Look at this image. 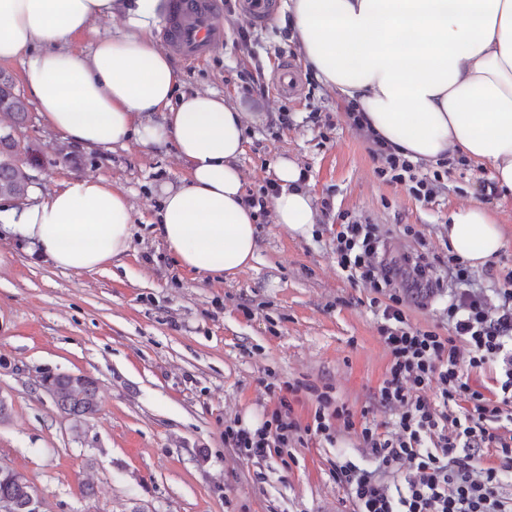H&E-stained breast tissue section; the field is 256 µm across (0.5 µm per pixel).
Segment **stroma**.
I'll return each instance as SVG.
<instances>
[{"label":"stroma","instance_id":"obj_1","mask_svg":"<svg viewBox=\"0 0 512 512\" xmlns=\"http://www.w3.org/2000/svg\"><path fill=\"white\" fill-rule=\"evenodd\" d=\"M222 22L224 42L205 58H174L182 91H215L244 108L245 191L273 180L285 156L305 170L315 203L331 209L306 240L261 217L251 267L206 278L177 264L154 229L164 188L188 176L173 143L86 149L36 113L18 127L20 157L34 163L26 202L76 176L102 177L127 194L135 224L122 264L89 273L59 269L19 238L0 237V398L11 408L0 423V465L37 488L44 512H351L333 471L340 459L367 462L357 431L332 444H293L284 459L247 458L224 445L225 424L255 428L269 419V383L328 386L354 414L397 418L375 399L390 355L373 290L337 266L330 229L338 215L379 225L393 251L442 254L449 214L479 203L498 218L504 246L472 275L502 288L512 272V197L493 192L490 169L450 165L435 201H416L407 186L376 175L368 142L305 65L281 9L261 25L235 4ZM287 62L299 92L279 97ZM258 70L269 94L252 98L242 87ZM284 107L288 127L276 121ZM311 112L331 113L332 126L313 125ZM407 224L416 236L404 234ZM48 372L96 380L99 411L83 430L40 389ZM86 484L93 497L82 496Z\"/></svg>","mask_w":512,"mask_h":512}]
</instances>
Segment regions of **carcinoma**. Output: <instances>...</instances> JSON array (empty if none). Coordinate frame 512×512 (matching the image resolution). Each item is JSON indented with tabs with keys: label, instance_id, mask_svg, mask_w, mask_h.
<instances>
[{
	"label": "carcinoma",
	"instance_id": "1",
	"mask_svg": "<svg viewBox=\"0 0 512 512\" xmlns=\"http://www.w3.org/2000/svg\"><path fill=\"white\" fill-rule=\"evenodd\" d=\"M0 112L12 119V124L0 126V198L21 199L27 194L31 182L28 170L31 163L18 160V144L11 129L28 120V104L14 93L12 82L2 74ZM40 387L50 395L61 413L72 417L77 427L98 412L96 384L86 375L49 372L42 377ZM35 492V487L20 472L0 466V500L12 501L16 512H30L28 504Z\"/></svg>",
	"mask_w": 512,
	"mask_h": 512
}]
</instances>
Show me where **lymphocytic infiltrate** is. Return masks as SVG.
<instances>
[{"instance_id": "f902f5d3", "label": "lymphocytic infiltrate", "mask_w": 512, "mask_h": 512, "mask_svg": "<svg viewBox=\"0 0 512 512\" xmlns=\"http://www.w3.org/2000/svg\"><path fill=\"white\" fill-rule=\"evenodd\" d=\"M366 135L383 180L409 183L419 201L440 193L441 174H419L375 135ZM332 242L345 277L375 293L370 305L390 352L378 401L396 411L394 425L355 423L330 390L286 382L268 385L276 407L262 426L225 425V446L249 458L265 457L307 437L331 444L338 431L355 429L370 463L346 460L335 470L353 512H512V495L503 490L512 473V289H499L501 303L490 308L485 288L475 285L459 257H387L377 225L366 220L337 225ZM449 280L455 288L448 296L447 334L413 326L405 311L408 298L432 294ZM489 369L492 390L472 385L471 374ZM433 386L438 392L431 399L425 391ZM302 391L316 403L305 424L290 401Z\"/></svg>"}]
</instances>
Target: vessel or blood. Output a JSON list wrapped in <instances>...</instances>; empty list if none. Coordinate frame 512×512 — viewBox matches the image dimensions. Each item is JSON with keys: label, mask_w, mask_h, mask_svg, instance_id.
Segmentation results:
<instances>
[{"label": "vessel or blood", "mask_w": 512, "mask_h": 512, "mask_svg": "<svg viewBox=\"0 0 512 512\" xmlns=\"http://www.w3.org/2000/svg\"><path fill=\"white\" fill-rule=\"evenodd\" d=\"M216 0H170L164 39L183 59L205 57L224 41V28L217 21Z\"/></svg>", "instance_id": "vessel-or-blood-1"}]
</instances>
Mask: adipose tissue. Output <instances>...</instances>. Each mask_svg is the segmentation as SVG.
<instances>
[{"mask_svg": "<svg viewBox=\"0 0 512 512\" xmlns=\"http://www.w3.org/2000/svg\"><path fill=\"white\" fill-rule=\"evenodd\" d=\"M303 56L357 104L369 131L414 163L465 156L512 194V0H283ZM166 0H0V63L23 61L47 123L83 147L174 142L186 182L165 188L160 237L183 269L233 276L250 267L258 217L244 203V113L213 91L183 93L152 30ZM120 18L88 50L75 38ZM276 224L313 232L316 209L298 163L274 164ZM0 229L56 267L92 272L129 251L132 205L104 178L75 177L46 198L0 210ZM448 246L472 267L504 246L481 205L450 216Z\"/></svg>", "mask_w": 512, "mask_h": 512, "instance_id": "obj_1", "label": "adipose tissue"}]
</instances>
